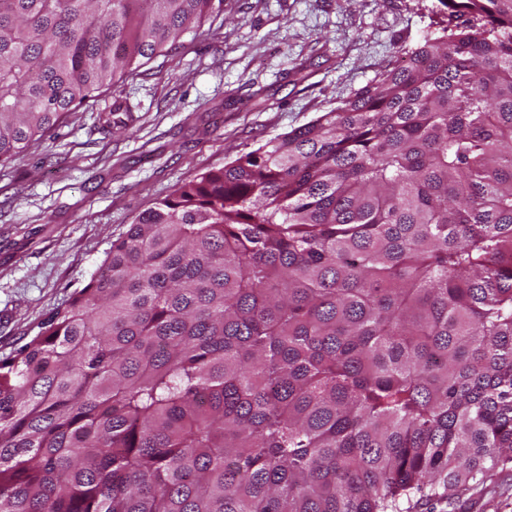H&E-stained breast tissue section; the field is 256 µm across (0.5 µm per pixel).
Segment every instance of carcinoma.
Instances as JSON below:
<instances>
[{
    "mask_svg": "<svg viewBox=\"0 0 512 512\" xmlns=\"http://www.w3.org/2000/svg\"><path fill=\"white\" fill-rule=\"evenodd\" d=\"M179 186L0 359V512H408L512 463V0ZM224 0H0V165Z\"/></svg>",
    "mask_w": 512,
    "mask_h": 512,
    "instance_id": "1",
    "label": "carcinoma"
}]
</instances>
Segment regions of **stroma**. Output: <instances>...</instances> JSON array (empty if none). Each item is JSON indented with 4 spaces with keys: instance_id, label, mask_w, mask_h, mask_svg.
Listing matches in <instances>:
<instances>
[{
    "instance_id": "obj_1",
    "label": "stroma",
    "mask_w": 512,
    "mask_h": 512,
    "mask_svg": "<svg viewBox=\"0 0 512 512\" xmlns=\"http://www.w3.org/2000/svg\"><path fill=\"white\" fill-rule=\"evenodd\" d=\"M446 24L438 0H224L182 45L96 91L0 166V358L157 200L341 106ZM445 512H512V469Z\"/></svg>"
}]
</instances>
